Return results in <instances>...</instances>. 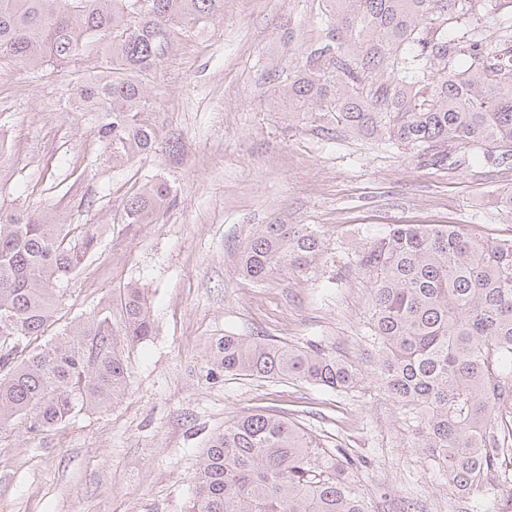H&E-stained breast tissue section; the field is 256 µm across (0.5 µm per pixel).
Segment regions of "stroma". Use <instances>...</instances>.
I'll return each mask as SVG.
<instances>
[{
  "mask_svg": "<svg viewBox=\"0 0 512 512\" xmlns=\"http://www.w3.org/2000/svg\"><path fill=\"white\" fill-rule=\"evenodd\" d=\"M321 11V0H224L213 21L170 28L147 78L159 147L126 164L94 137L93 114L63 109L69 84L102 70L103 53L38 73L0 60V135L10 144L0 206L101 227L44 341L129 286L143 288L155 328L125 346L127 386L113 405L39 432L0 428V512H188L210 438L265 408L357 461L369 512H403L406 500L458 512L445 475L412 447L369 373V280L356 253L390 224L512 239V214L496 202L512 188V165L471 155L455 169L426 166L337 127L329 112L289 110L287 78L324 37ZM153 177L170 183L171 204L153 223H122V200ZM261 224L315 225L323 250L305 272L254 282L238 272V247ZM224 335L315 344L365 375L338 392L214 374L207 350Z\"/></svg>",
  "mask_w": 512,
  "mask_h": 512,
  "instance_id": "stroma-1",
  "label": "stroma"
}]
</instances>
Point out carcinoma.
I'll return each instance as SVG.
<instances>
[{
	"instance_id": "obj_1",
	"label": "carcinoma",
	"mask_w": 512,
	"mask_h": 512,
	"mask_svg": "<svg viewBox=\"0 0 512 512\" xmlns=\"http://www.w3.org/2000/svg\"><path fill=\"white\" fill-rule=\"evenodd\" d=\"M0 0V59L58 68L108 49L103 75L67 93L94 112L93 134L114 162L158 148L144 112L145 78L166 52L167 29L222 14L224 0ZM327 35L288 84L291 105H316L365 136L384 137L419 161L446 166L460 153L512 162V12L485 0H324ZM481 20L498 43L466 27ZM170 185L144 182L122 205L126 224H151ZM90 225L72 236L60 220L0 208V427L38 432L102 408L125 391L127 369L112 326L140 341L154 324L143 289L80 320L50 345L58 284L95 251ZM308 224H262L239 248L241 275L262 282L303 271L322 251ZM368 276L365 341L382 393L412 420L411 447L440 469L460 502L512 481V239L489 241L454 226L393 224L357 254ZM211 371L295 380L348 391L361 371L318 346L224 336ZM189 512H368L364 494L323 436L277 411L248 412L214 435L193 475Z\"/></svg>"
}]
</instances>
